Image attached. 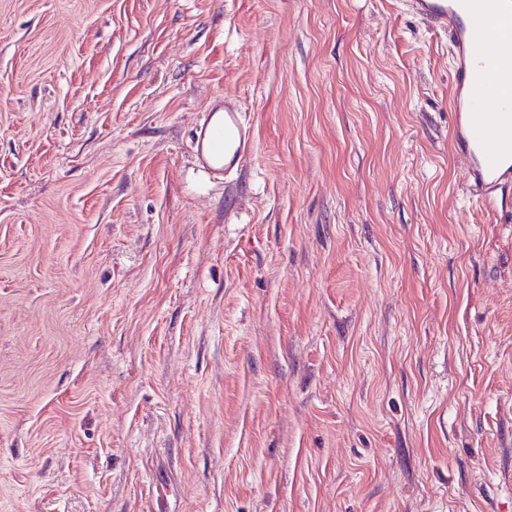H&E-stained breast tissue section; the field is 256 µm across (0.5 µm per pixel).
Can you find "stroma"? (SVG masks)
I'll return each mask as SVG.
<instances>
[{"mask_svg": "<svg viewBox=\"0 0 512 512\" xmlns=\"http://www.w3.org/2000/svg\"><path fill=\"white\" fill-rule=\"evenodd\" d=\"M451 82L402 0H0V512H512ZM205 112L191 142L194 162L206 173H230L251 153L245 113L228 96L214 98Z\"/></svg>", "mask_w": 512, "mask_h": 512, "instance_id": "35a3bbf8", "label": "stroma"}]
</instances>
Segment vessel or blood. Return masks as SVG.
Listing matches in <instances>:
<instances>
[{"label":"vessel or blood","instance_id":"vessel-or-blood-1","mask_svg":"<svg viewBox=\"0 0 512 512\" xmlns=\"http://www.w3.org/2000/svg\"><path fill=\"white\" fill-rule=\"evenodd\" d=\"M406 7L448 38L454 149L472 195L498 211L512 189V0H406ZM191 149L204 172L238 168L252 149L241 107L230 97L214 98Z\"/></svg>","mask_w":512,"mask_h":512}]
</instances>
